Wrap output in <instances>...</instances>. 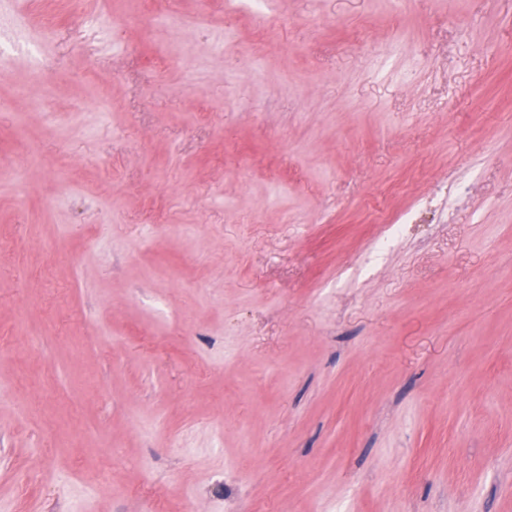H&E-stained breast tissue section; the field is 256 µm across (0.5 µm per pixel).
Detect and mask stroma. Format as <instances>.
<instances>
[{
    "label": "stroma",
    "mask_w": 512,
    "mask_h": 512,
    "mask_svg": "<svg viewBox=\"0 0 512 512\" xmlns=\"http://www.w3.org/2000/svg\"><path fill=\"white\" fill-rule=\"evenodd\" d=\"M139 7L0 65V512H512V0Z\"/></svg>",
    "instance_id": "1"
}]
</instances>
